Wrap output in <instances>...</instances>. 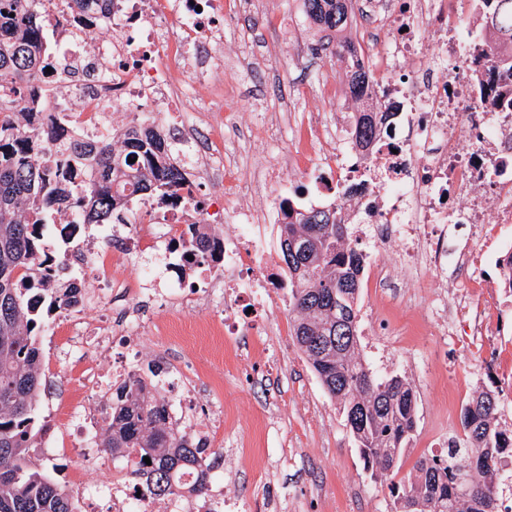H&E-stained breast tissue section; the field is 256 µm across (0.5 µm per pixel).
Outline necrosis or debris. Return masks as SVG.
Listing matches in <instances>:
<instances>
[{
  "label": "necrosis or debris",
  "mask_w": 512,
  "mask_h": 512,
  "mask_svg": "<svg viewBox=\"0 0 512 512\" xmlns=\"http://www.w3.org/2000/svg\"><path fill=\"white\" fill-rule=\"evenodd\" d=\"M38 11L54 49L50 70L38 72L31 84L27 109L43 115L44 129L92 144L111 135L113 113L124 112L153 128L182 120L188 146L181 158L187 181L178 198L142 206L126 224L95 225L98 248L78 241V210H70L65 223L41 229L46 262L64 260L77 297L68 314L50 319L61 347L58 363L79 374L91 392L105 394L112 379L141 376L142 316L135 308L118 323L93 315L94 306L107 304L113 290L127 285L100 276V269L125 261L135 270V282L146 285L154 281L157 266H164L171 273L167 296L180 303L191 287L207 297L220 290L232 300L239 273L256 268V293L268 298L273 289L284 287L287 275L262 262L257 228L284 223L277 200L292 189V174L284 170L275 178L269 169L255 168L248 180L258 195L270 199V206L260 211L238 207L232 232L218 242L216 261L188 259L182 234L198 221L195 182L205 171L233 167L216 138L197 130L223 111L225 99L236 96L231 70L204 62L209 44L224 43L229 23L224 0H95L87 8L77 0H39ZM358 12L375 36L359 58L379 85L389 114L387 134L366 167L337 152L333 136L319 130L320 194L335 202L341 223L370 226L372 254L366 270L372 287H387L400 273L413 277L420 267L431 289L442 287L447 270L465 273L453 301L435 300L432 324L438 336L477 344L498 329L483 299L488 281L468 272L477 260L495 263L501 253H512V109L466 107L474 89L464 74L475 63L461 21L448 18L447 0H359ZM428 32L434 41L426 52L421 45ZM343 180L357 185L358 207L343 204L338 191ZM90 336L105 351L114 339H122L121 358L104 368L83 366ZM167 373L163 386L175 421L201 444L211 445L222 414H213L206 424L197 422L192 414L196 391L184 384L180 367L168 366ZM107 414L103 402L93 407L80 399L70 407L64 419L75 452L96 448ZM99 468L101 477L82 472L74 484L83 512H103L105 501L111 502L112 512L237 508L220 487L204 500L186 491L147 499L134 483L113 474L108 463Z\"/></svg>",
  "instance_id": "obj_1"
}]
</instances>
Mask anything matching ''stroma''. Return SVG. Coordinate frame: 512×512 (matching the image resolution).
I'll return each instance as SVG.
<instances>
[{
  "label": "stroma",
  "instance_id": "obj_1",
  "mask_svg": "<svg viewBox=\"0 0 512 512\" xmlns=\"http://www.w3.org/2000/svg\"><path fill=\"white\" fill-rule=\"evenodd\" d=\"M264 3L267 20L255 25L245 16L241 24L255 44L272 42L277 51L260 74L240 72V96L250 110L228 130L227 147L245 170L261 159L276 165L281 153L299 151L303 163L291 200L304 208L318 190V166L311 159L314 136L301 116L314 113L320 124L336 129L368 103L344 95L322 106L318 76L327 70L344 81L343 58L311 56L310 46L325 37L305 19L302 0ZM167 277L160 272L158 283L133 300L113 292L112 309L119 312L136 303L143 315L144 362L181 360L200 396L199 412H223L213 443L221 458L211 472L210 487H223L246 512H269L275 501L286 504L288 512H391L390 477L374 479L365 470L338 403L324 392L293 341V315L282 302L287 289L273 294L258 311L241 314L238 331L227 343L229 356L218 359L181 337L156 335V328L190 319L166 299ZM493 305L500 335L489 337L478 350L447 348L429 336L427 307L423 299L408 296L404 282L381 290L361 283L360 353L378 350L384 361L375 373L404 377L416 396V427L402 450L399 477L413 473L434 445L462 438L461 407L477 391L491 387L490 363L512 366V297L500 296ZM51 431L56 449L40 446L32 453L39 467L63 487L74 470H94L93 461L71 452L62 423L53 422Z\"/></svg>",
  "mask_w": 512,
  "mask_h": 512
}]
</instances>
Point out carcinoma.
Segmentation results:
<instances>
[{"instance_id": "1", "label": "carcinoma", "mask_w": 512, "mask_h": 512, "mask_svg": "<svg viewBox=\"0 0 512 512\" xmlns=\"http://www.w3.org/2000/svg\"><path fill=\"white\" fill-rule=\"evenodd\" d=\"M36 0H0V99L22 104L39 65L49 53L43 40ZM490 39L473 47L475 57L494 68L512 71V25L498 22L503 4L512 0H475ZM305 15L324 31L340 33L349 23L350 0H303ZM353 98L372 94L368 73L355 47L341 44ZM368 113L355 126L364 148L380 139ZM39 131L21 128L0 110V512H78L69 494L31 459L38 438L50 430L39 417L42 352L39 332L47 308L68 310L73 289L43 262L38 225L75 207L87 224L127 223L128 196L115 190L176 196L186 181L175 158L187 148L151 129L130 128L121 149L108 141L95 146L96 172L71 191L60 188L46 164L28 155ZM135 159L131 163L128 158ZM305 251L286 252L295 239ZM198 255L213 257L216 244L192 237ZM280 249L288 270L291 336L306 355L322 388L339 402L346 427L357 442L364 469L371 475L395 470L404 444L416 425L410 384L402 377L379 379L358 349L357 319L363 255L351 245L348 227L337 223L336 207L300 209L288 204L281 225ZM154 382L140 379L118 386L112 415L101 428L97 447L132 463L143 495L167 498L180 492L181 477L194 475L191 491L207 490L216 464L210 449L196 444L168 422L165 400ZM500 392L483 389L462 409L464 447L450 441L441 455L415 465V475L390 486L394 512H501L497 476L502 459L512 454L500 427ZM149 457L151 464L143 461Z\"/></svg>"}]
</instances>
